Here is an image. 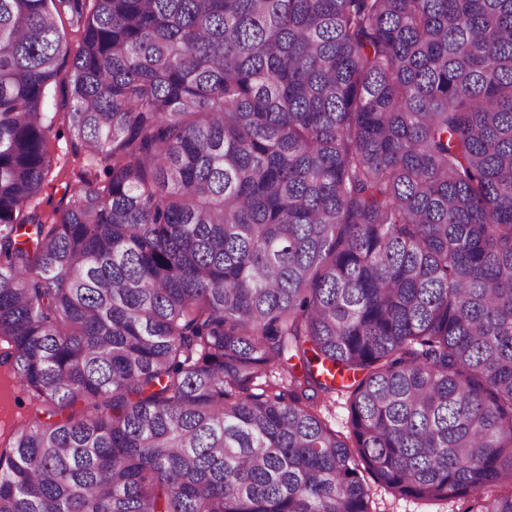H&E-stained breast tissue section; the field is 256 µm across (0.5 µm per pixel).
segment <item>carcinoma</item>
<instances>
[{"instance_id": "obj_1", "label": "carcinoma", "mask_w": 512, "mask_h": 512, "mask_svg": "<svg viewBox=\"0 0 512 512\" xmlns=\"http://www.w3.org/2000/svg\"><path fill=\"white\" fill-rule=\"evenodd\" d=\"M0 365V512H512V0H0ZM61 121V119H56L51 136L54 154V173L47 181L39 197L41 209L45 212H50L59 205L66 184L77 182L76 174L86 163V155L83 153V150L79 149L68 139ZM18 398L19 400H15ZM22 403V405H20ZM27 396L17 391L6 369L0 367V432L7 431L11 423L27 414ZM367 477L374 493L370 503L373 512H465L467 510L471 512L475 505V502H473L474 496L472 495L452 499L448 503L440 501L433 504H426L414 499L395 498L380 485L374 484L368 475Z\"/></svg>"}]
</instances>
